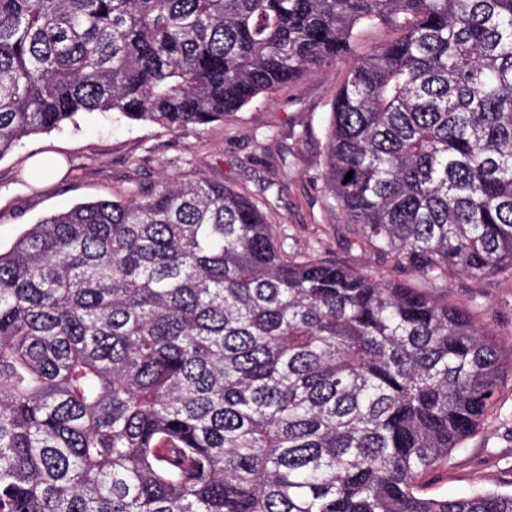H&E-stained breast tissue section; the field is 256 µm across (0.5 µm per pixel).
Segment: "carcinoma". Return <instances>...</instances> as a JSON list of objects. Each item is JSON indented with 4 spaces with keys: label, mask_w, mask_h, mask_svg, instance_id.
Wrapping results in <instances>:
<instances>
[{
    "label": "carcinoma",
    "mask_w": 512,
    "mask_h": 512,
    "mask_svg": "<svg viewBox=\"0 0 512 512\" xmlns=\"http://www.w3.org/2000/svg\"><path fill=\"white\" fill-rule=\"evenodd\" d=\"M378 26L329 200L426 280L512 268V0H0V158L82 112L222 122ZM267 206L165 178L0 250V512H512L420 494L493 405L496 338L291 249Z\"/></svg>",
    "instance_id": "obj_1"
}]
</instances>
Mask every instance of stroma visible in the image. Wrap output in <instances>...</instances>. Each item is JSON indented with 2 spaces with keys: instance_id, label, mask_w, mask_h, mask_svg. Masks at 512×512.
<instances>
[{
  "instance_id": "1",
  "label": "stroma",
  "mask_w": 512,
  "mask_h": 512,
  "mask_svg": "<svg viewBox=\"0 0 512 512\" xmlns=\"http://www.w3.org/2000/svg\"><path fill=\"white\" fill-rule=\"evenodd\" d=\"M392 37L385 28L362 34L351 58L282 85L221 123L172 131L93 112L24 139L0 158V245L9 246L29 224L81 202L148 189L166 175L202 178L269 199L270 224L298 252L427 287L433 295L468 308L503 347H511V272L482 279L451 273L423 284L413 272L359 248L355 225L324 196L320 173L330 103L351 59ZM36 157L62 162V173L32 184L26 172ZM422 484L428 497L512 492L511 361L504 364L495 404L478 431Z\"/></svg>"
}]
</instances>
